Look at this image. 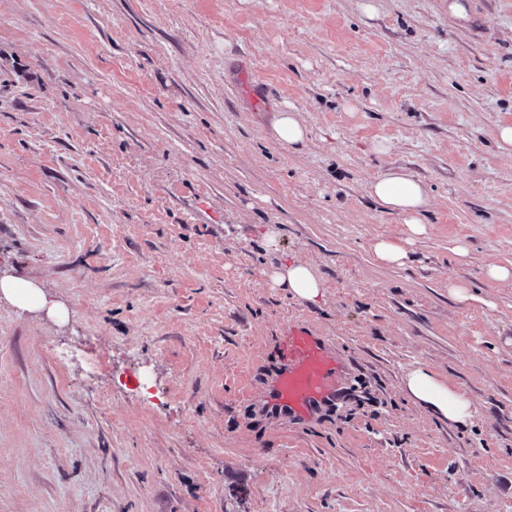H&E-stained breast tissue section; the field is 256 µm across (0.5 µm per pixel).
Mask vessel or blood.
I'll use <instances>...</instances> for the list:
<instances>
[{"instance_id":"1","label":"vessel or blood","mask_w":512,"mask_h":512,"mask_svg":"<svg viewBox=\"0 0 512 512\" xmlns=\"http://www.w3.org/2000/svg\"><path fill=\"white\" fill-rule=\"evenodd\" d=\"M281 350V367L270 388V405L296 418H308L339 394L344 366L333 344L301 322L289 324Z\"/></svg>"}]
</instances>
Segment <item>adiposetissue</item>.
I'll return each instance as SVG.
<instances>
[{"label":"adipose tissue","instance_id":"1","mask_svg":"<svg viewBox=\"0 0 512 512\" xmlns=\"http://www.w3.org/2000/svg\"><path fill=\"white\" fill-rule=\"evenodd\" d=\"M368 192L386 211L399 215L412 234L424 233L422 215L429 207V198L420 181L400 171L390 172L369 182ZM272 280L288 289L293 297L309 302L317 301L324 294L314 268L298 260L277 267ZM402 386L415 402L451 424L468 426L476 414L466 391L428 366L410 369L402 379Z\"/></svg>","mask_w":512,"mask_h":512}]
</instances>
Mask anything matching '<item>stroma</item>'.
Wrapping results in <instances>:
<instances>
[{"label": "stroma", "instance_id": "35a3bbf8", "mask_svg": "<svg viewBox=\"0 0 512 512\" xmlns=\"http://www.w3.org/2000/svg\"><path fill=\"white\" fill-rule=\"evenodd\" d=\"M461 2L0 0V276L51 294L0 295V512H512V0ZM390 171L425 234L368 195ZM295 259L317 302L270 280ZM293 321L349 368L307 420L266 399ZM275 138L291 146L303 145L308 138V130L298 112L280 109L272 122ZM368 193L388 212L399 215L412 234L425 232L422 214L429 207L424 185L404 172L387 173L368 183ZM0 291L7 298L24 307L43 306L46 303L44 293L21 278L7 277L0 279ZM402 386L410 398L440 419L460 427L472 423L476 409L466 391L430 367L417 365L410 369L402 379Z\"/></svg>", "mask_w": 512, "mask_h": 512}]
</instances>
